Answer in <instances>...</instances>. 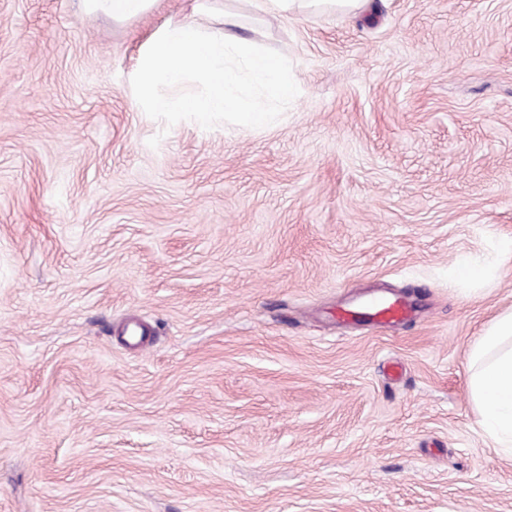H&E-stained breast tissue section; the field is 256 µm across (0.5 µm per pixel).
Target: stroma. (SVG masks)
Instances as JSON below:
<instances>
[{
    "instance_id": "1",
    "label": "stroma",
    "mask_w": 512,
    "mask_h": 512,
    "mask_svg": "<svg viewBox=\"0 0 512 512\" xmlns=\"http://www.w3.org/2000/svg\"><path fill=\"white\" fill-rule=\"evenodd\" d=\"M197 3L291 62L275 123L142 111L150 38ZM505 241L512 0H0V512H512L468 390ZM371 288L414 318L337 325ZM156 0H82L87 13L126 21L142 16L151 10ZM258 8L265 14L289 19L295 11L296 4L311 3L313 6H319L322 3L335 5V7L344 11L352 12L361 9L368 0H261Z\"/></svg>"
}]
</instances>
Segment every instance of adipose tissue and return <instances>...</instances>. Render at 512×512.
I'll return each mask as SVG.
<instances>
[{
  "label": "adipose tissue",
  "mask_w": 512,
  "mask_h": 512,
  "mask_svg": "<svg viewBox=\"0 0 512 512\" xmlns=\"http://www.w3.org/2000/svg\"><path fill=\"white\" fill-rule=\"evenodd\" d=\"M469 389L481 428L512 458V311L499 314L477 336L469 354Z\"/></svg>",
  "instance_id": "1"
}]
</instances>
